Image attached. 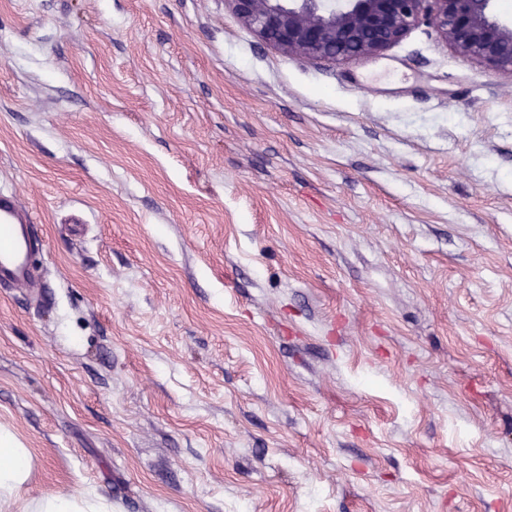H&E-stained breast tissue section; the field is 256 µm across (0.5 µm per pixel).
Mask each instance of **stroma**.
Returning <instances> with one entry per match:
<instances>
[{"mask_svg": "<svg viewBox=\"0 0 512 512\" xmlns=\"http://www.w3.org/2000/svg\"><path fill=\"white\" fill-rule=\"evenodd\" d=\"M23 497L512 512V77L431 28L310 63L227 0H0ZM20 205L14 196L0 197V285L9 281L12 288H26L30 242L20 221Z\"/></svg>", "mask_w": 512, "mask_h": 512, "instance_id": "1", "label": "stroma"}]
</instances>
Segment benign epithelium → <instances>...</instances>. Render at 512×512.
Listing matches in <instances>:
<instances>
[{
    "label": "benign epithelium",
    "mask_w": 512,
    "mask_h": 512,
    "mask_svg": "<svg viewBox=\"0 0 512 512\" xmlns=\"http://www.w3.org/2000/svg\"><path fill=\"white\" fill-rule=\"evenodd\" d=\"M266 45L310 62L375 58L412 29H434L455 52L512 75V20L493 0H227Z\"/></svg>",
    "instance_id": "1"
}]
</instances>
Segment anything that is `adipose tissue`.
Here are the masks:
<instances>
[{
	"label": "adipose tissue",
	"instance_id": "adipose-tissue-1",
	"mask_svg": "<svg viewBox=\"0 0 512 512\" xmlns=\"http://www.w3.org/2000/svg\"><path fill=\"white\" fill-rule=\"evenodd\" d=\"M30 472V456L13 435L0 431V505H21V512H112L110 504L97 496L57 494L31 504L23 503L21 491Z\"/></svg>",
	"mask_w": 512,
	"mask_h": 512
}]
</instances>
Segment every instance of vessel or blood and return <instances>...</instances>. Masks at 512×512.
I'll use <instances>...</instances> for the list:
<instances>
[{
	"label": "vessel or blood",
	"mask_w": 512,
	"mask_h": 512,
	"mask_svg": "<svg viewBox=\"0 0 512 512\" xmlns=\"http://www.w3.org/2000/svg\"><path fill=\"white\" fill-rule=\"evenodd\" d=\"M30 242L20 222V205L15 197H0V284L28 287L27 266Z\"/></svg>",
	"instance_id": "obj_1"
}]
</instances>
